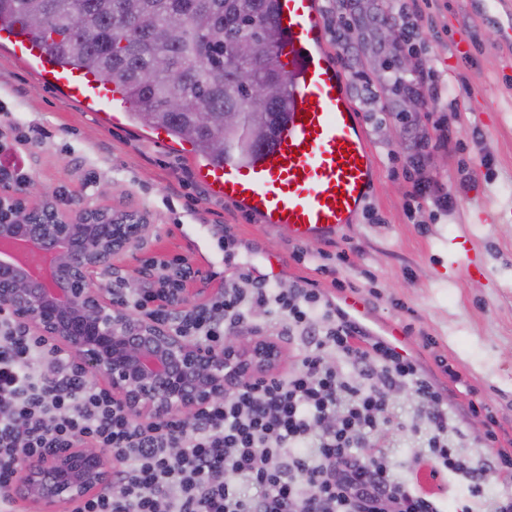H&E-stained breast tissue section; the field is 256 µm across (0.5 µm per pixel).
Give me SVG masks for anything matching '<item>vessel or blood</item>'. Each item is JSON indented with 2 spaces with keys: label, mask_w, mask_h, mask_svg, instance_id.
<instances>
[{
  "label": "vessel or blood",
  "mask_w": 512,
  "mask_h": 512,
  "mask_svg": "<svg viewBox=\"0 0 512 512\" xmlns=\"http://www.w3.org/2000/svg\"><path fill=\"white\" fill-rule=\"evenodd\" d=\"M282 41L275 62L291 86L288 121L275 145L256 159L207 166L204 180L225 201L262 223L308 241L355 223L370 193L376 164L347 81L325 51L318 0H278ZM0 43L36 62L43 77L75 101L126 111L119 86L60 66L17 22L0 25Z\"/></svg>",
  "instance_id": "b4317fda"
}]
</instances>
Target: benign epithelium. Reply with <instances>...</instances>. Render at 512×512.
<instances>
[{
	"label": "benign epithelium",
	"instance_id": "obj_1",
	"mask_svg": "<svg viewBox=\"0 0 512 512\" xmlns=\"http://www.w3.org/2000/svg\"><path fill=\"white\" fill-rule=\"evenodd\" d=\"M152 228L134 210L90 202L71 207L53 195L29 199L1 185L0 242H23L50 256L51 265L47 285L0 251V309L70 353L131 416L189 421L236 383L276 373L284 348L265 336H227L214 351L108 296L96 275L139 250ZM111 466L112 453L102 448H66L23 461L12 493L38 512H59L112 487Z\"/></svg>",
	"mask_w": 512,
	"mask_h": 512
}]
</instances>
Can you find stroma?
<instances>
[{
	"instance_id": "1",
	"label": "stroma",
	"mask_w": 512,
	"mask_h": 512,
	"mask_svg": "<svg viewBox=\"0 0 512 512\" xmlns=\"http://www.w3.org/2000/svg\"><path fill=\"white\" fill-rule=\"evenodd\" d=\"M421 18L415 37L438 70L447 73L455 117L447 148L436 151L428 174L452 193L451 208L431 202L410 209L411 184L403 176L412 137L432 133L427 112L401 114L397 107L366 104L349 85L377 162L366 210L330 239L309 241V248L335 257L344 251L343 273L359 287L367 327L385 333L407 325L406 348L422 367L448 388V406L466 434L462 451L491 457L466 415L467 399L450 384L438 361L460 366L466 382L489 404L507 439H512V0H419ZM44 131L41 144L29 147L28 189L56 195L62 203L103 200L146 212L153 232L135 255L120 259L100 277L102 287L142 286L145 262L157 254H187L200 274L188 295L204 289L214 295L224 282L222 225H232L243 246L271 255L262 270L282 282L328 278L293 262L297 245L287 234L243 215L224 202L199 175L190 145L158 143L155 131L136 127L126 117L111 119L66 99L8 47L0 46V132L7 141L26 125ZM481 142H474L473 131ZM467 187H460L461 178ZM475 255L480 269L467 273L453 257ZM390 451L408 467L415 439L409 427L418 414L416 400L400 396L393 408ZM450 512L470 503L474 512H491L496 500L512 495V483L488 475L481 498L469 499L456 476L441 480Z\"/></svg>"
}]
</instances>
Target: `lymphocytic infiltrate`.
Wrapping results in <instances>:
<instances>
[{"mask_svg": "<svg viewBox=\"0 0 512 512\" xmlns=\"http://www.w3.org/2000/svg\"><path fill=\"white\" fill-rule=\"evenodd\" d=\"M411 89L440 115L434 133L417 139L411 163L418 175L412 198L423 196L426 162L448 144V77L418 64ZM224 291L186 306L196 272L185 255L159 254L148 266L150 287L125 293L139 315L220 348L230 333L261 335L258 316L271 318L275 339L298 338L293 361L264 384H237L224 400L199 409L191 422L136 419L95 386L71 355L25 333L0 314V512H16L11 493L21 460L58 448L91 444L112 451L115 493L85 499L74 512H444L437 492L396 472L384 440L395 394L419 404L415 433L423 438L414 469L431 478L461 476L480 497L487 473L512 482V448L499 447L487 404L483 441L493 462L465 455L463 432L448 412V396L409 354L369 330L336 303L349 288L337 267L299 246L295 262L330 274L328 293L309 280L280 288L223 227Z\"/></svg>", "mask_w": 512, "mask_h": 512, "instance_id": "lymphocytic-infiltrate-1", "label": "lymphocytic infiltrate"}]
</instances>
